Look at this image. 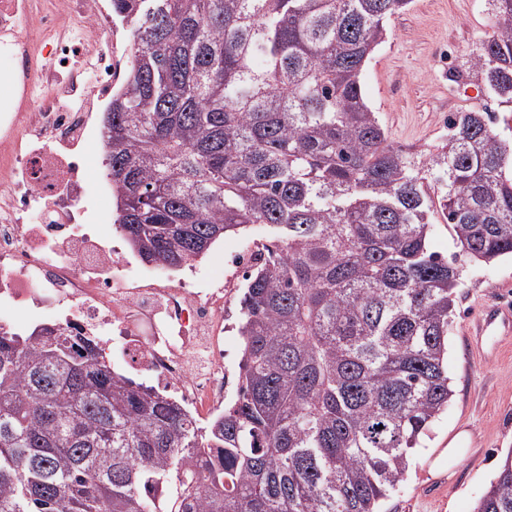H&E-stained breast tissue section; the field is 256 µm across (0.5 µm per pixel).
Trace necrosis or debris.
Listing matches in <instances>:
<instances>
[{
    "label": "necrosis or debris",
    "instance_id": "necrosis-or-debris-1",
    "mask_svg": "<svg viewBox=\"0 0 512 512\" xmlns=\"http://www.w3.org/2000/svg\"><path fill=\"white\" fill-rule=\"evenodd\" d=\"M116 34L110 0H0V332L42 318L95 337L190 413L215 412L232 389L223 287L139 265L112 240L111 184L81 165L121 78Z\"/></svg>",
    "mask_w": 512,
    "mask_h": 512
}]
</instances>
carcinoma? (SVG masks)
<instances>
[{"instance_id":"1","label":"carcinoma","mask_w":512,"mask_h":512,"mask_svg":"<svg viewBox=\"0 0 512 512\" xmlns=\"http://www.w3.org/2000/svg\"><path fill=\"white\" fill-rule=\"evenodd\" d=\"M465 74L512 103V0ZM410 0H112L131 65L103 165L143 262L191 266L262 224L237 390L202 426L95 340L0 333V512H382L452 396L460 273L512 255V144L484 106L426 158L360 75ZM475 512H512V455Z\"/></svg>"}]
</instances>
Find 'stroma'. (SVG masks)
Segmentation results:
<instances>
[{
    "instance_id": "35a3bbf8",
    "label": "stroma",
    "mask_w": 512,
    "mask_h": 512,
    "mask_svg": "<svg viewBox=\"0 0 512 512\" xmlns=\"http://www.w3.org/2000/svg\"><path fill=\"white\" fill-rule=\"evenodd\" d=\"M491 32L485 0H412L388 21L385 42L366 63L361 82L393 145L421 154L448 140V119L489 106L495 132L512 142V104L484 96L461 72ZM431 249L455 260L462 278L448 330V375L453 396L431 424L398 490L384 512H474L485 489L512 451V339L504 340L496 361H483L468 330L484 306L512 304V257L491 264L462 255L441 212L431 216ZM270 240L254 225L224 236L190 267L199 284H224L232 295L224 308L225 373L238 372L239 338L234 329L243 270L233 257L250 256ZM468 450L451 464L434 467L459 432Z\"/></svg>"
}]
</instances>
